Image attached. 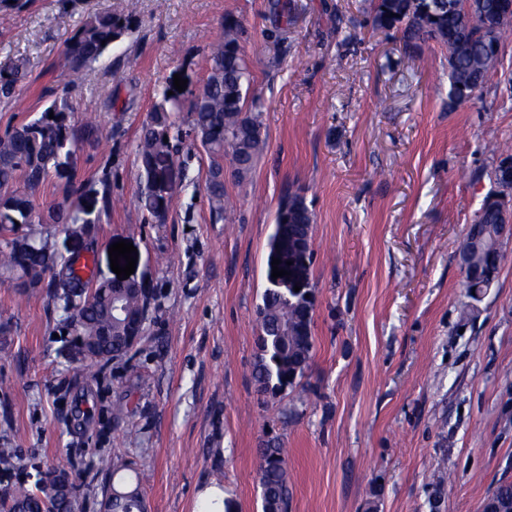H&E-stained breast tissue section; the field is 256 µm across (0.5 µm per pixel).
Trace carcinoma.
Here are the masks:
<instances>
[{
    "instance_id": "1",
    "label": "carcinoma",
    "mask_w": 512,
    "mask_h": 512,
    "mask_svg": "<svg viewBox=\"0 0 512 512\" xmlns=\"http://www.w3.org/2000/svg\"><path fill=\"white\" fill-rule=\"evenodd\" d=\"M500 0H478L476 7L465 0H372V25L401 32L406 48L432 40L448 50V105L471 100L488 80L487 46L481 28L493 16ZM130 30V20L107 13L86 16L74 35L69 57V81L74 82L91 63L98 61L113 43ZM241 21L224 16V32L207 50L209 74L195 97L186 89H174L169 80L161 99L155 103L150 121L143 126L136 155L145 177L141 201L151 217L164 222L167 213L161 187L167 164L175 162L173 142L198 141L211 159L207 193L212 215L222 220L231 209L224 194V161L235 177L247 179L266 147L262 136L259 99L246 98L250 73L243 57ZM23 72L15 67L0 72V97H14ZM172 95H167V92ZM75 108L66 96L54 97L37 117L9 127L0 134V270L10 275L19 288L49 289L51 300L64 311L76 313L66 321L72 334L84 342L99 341L103 332L112 340L103 345L102 358L87 357V367L103 370L110 362L127 357L132 348L125 340L126 320L133 331L144 335L152 297L139 286L109 285L106 280L83 278L73 259L61 260L46 241H36L32 226L44 224H95L90 212L77 200L90 194L100 210L112 208V174L105 170L98 184L81 179L78 169L69 175L74 199L42 212L35 211L34 196L52 173L67 163L79 143L99 139L92 119L79 124L72 120ZM54 118H49V114ZM314 215L302 191L290 192L281 201L269 237L266 258V286L257 308L259 353L253 375L263 394L277 395L299 386L314 355L316 286L312 277ZM494 226L488 214L474 216L459 256L464 269V288L477 301L494 284L500 269L512 260L502 243L492 237ZM288 275L274 279L272 261ZM301 290H294L295 286ZM17 449L8 440L0 443V476L9 477L18 466ZM262 512H288L290 485L287 450L277 439L265 441L257 469ZM48 486L36 483L32 490L24 483L13 487L9 497L18 507L41 508L40 496ZM497 512H512V483L499 482L491 498ZM107 512H145L140 485L114 491L104 500Z\"/></svg>"
}]
</instances>
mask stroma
I'll return each mask as SVG.
<instances>
[{
	"label": "stroma",
	"mask_w": 512,
	"mask_h": 512,
	"mask_svg": "<svg viewBox=\"0 0 512 512\" xmlns=\"http://www.w3.org/2000/svg\"><path fill=\"white\" fill-rule=\"evenodd\" d=\"M0 7V68L20 65L17 100L0 98V132L67 96L94 118L98 144L75 162L85 179L112 171V209L69 224L51 243L92 254L133 243V277L153 293L148 332L130 357L90 376L44 288L0 275V437L17 448L14 482L65 465L83 512L139 483L147 512H199L210 487L231 512H261L259 450H288L289 512H479L512 479V263L469 299L457 248L492 189L486 146L512 144V42L474 99L448 104V53L405 52L373 31L370 0H17ZM133 29L67 78L70 38L90 13ZM260 96L266 149L250 177L224 175L234 203L212 215L210 159L184 146L167 174L165 223L140 205L136 144L171 76L194 86L225 14ZM302 190L314 214V358L300 387L272 397L253 377L256 307L280 201ZM125 418L114 422V409ZM117 459L115 472L98 460Z\"/></svg>",
	"instance_id": "obj_1"
}]
</instances>
